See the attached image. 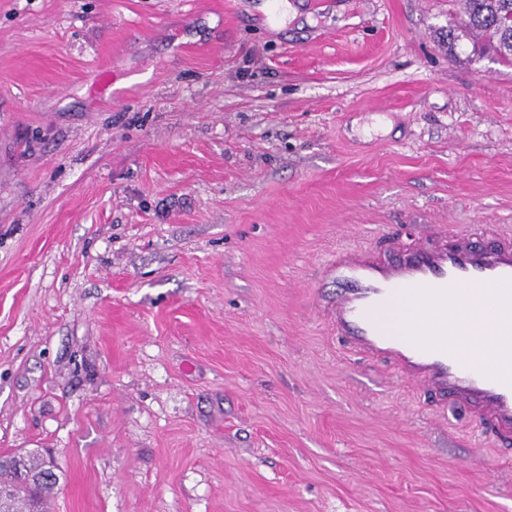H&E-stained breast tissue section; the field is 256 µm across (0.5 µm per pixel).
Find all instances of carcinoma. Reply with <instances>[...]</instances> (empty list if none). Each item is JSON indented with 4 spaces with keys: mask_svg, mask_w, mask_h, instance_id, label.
<instances>
[{
    "mask_svg": "<svg viewBox=\"0 0 512 512\" xmlns=\"http://www.w3.org/2000/svg\"><path fill=\"white\" fill-rule=\"evenodd\" d=\"M468 17L467 32L487 34L501 64L512 66V0H462ZM59 475L46 468V459L34 452L0 459V485L11 489L0 512H48L46 493Z\"/></svg>",
    "mask_w": 512,
    "mask_h": 512,
    "instance_id": "carcinoma-1",
    "label": "carcinoma"
}]
</instances>
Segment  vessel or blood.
Segmentation results:
<instances>
[{"instance_id": "1", "label": "vessel or blood", "mask_w": 512, "mask_h": 512, "mask_svg": "<svg viewBox=\"0 0 512 512\" xmlns=\"http://www.w3.org/2000/svg\"><path fill=\"white\" fill-rule=\"evenodd\" d=\"M393 251H337L324 268L336 288L330 328L355 352L394 364L404 380L469 407L483 433L512 439V323L497 317L512 312V243L484 245L444 230L433 242L395 241ZM470 289L485 296L484 328L498 339L499 367L468 354L440 316L467 313ZM404 305L430 315L426 329L401 313Z\"/></svg>"}]
</instances>
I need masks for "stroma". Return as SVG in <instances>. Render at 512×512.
<instances>
[{"instance_id":"stroma-1","label":"stroma","mask_w":512,"mask_h":512,"mask_svg":"<svg viewBox=\"0 0 512 512\" xmlns=\"http://www.w3.org/2000/svg\"><path fill=\"white\" fill-rule=\"evenodd\" d=\"M0 0V457L53 512H512V444L339 341L343 247L512 235L457 0Z\"/></svg>"}]
</instances>
